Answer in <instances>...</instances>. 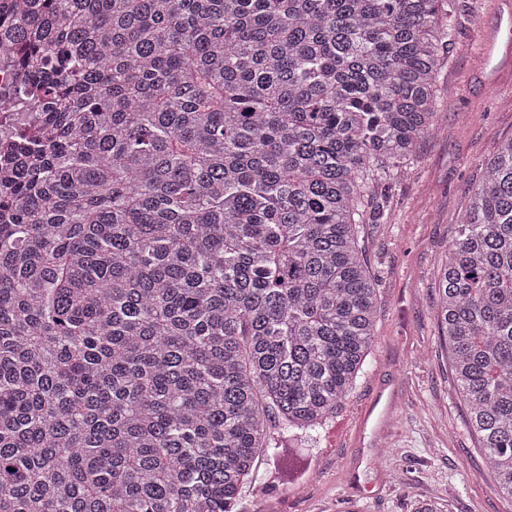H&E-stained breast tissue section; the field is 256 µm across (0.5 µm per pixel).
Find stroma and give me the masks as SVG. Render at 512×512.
<instances>
[{"instance_id": "obj_1", "label": "stroma", "mask_w": 512, "mask_h": 512, "mask_svg": "<svg viewBox=\"0 0 512 512\" xmlns=\"http://www.w3.org/2000/svg\"><path fill=\"white\" fill-rule=\"evenodd\" d=\"M493 0H454L448 59L432 132L390 190L374 184L385 215L365 220L360 245L378 284L374 343L353 389L304 446L309 471L289 482L288 448L259 461L238 512H512L483 477L438 336L437 278L467 189L512 135V94L476 79L480 16Z\"/></svg>"}]
</instances>
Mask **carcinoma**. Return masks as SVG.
<instances>
[{"label": "carcinoma", "mask_w": 512, "mask_h": 512, "mask_svg": "<svg viewBox=\"0 0 512 512\" xmlns=\"http://www.w3.org/2000/svg\"><path fill=\"white\" fill-rule=\"evenodd\" d=\"M449 0H29L8 42L0 512H237L275 437L375 338L360 224L433 127ZM436 318L512 498V136L471 187Z\"/></svg>", "instance_id": "carcinoma-1"}]
</instances>
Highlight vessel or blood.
<instances>
[{
    "instance_id": "vessel-or-blood-1",
    "label": "vessel or blood",
    "mask_w": 512,
    "mask_h": 512,
    "mask_svg": "<svg viewBox=\"0 0 512 512\" xmlns=\"http://www.w3.org/2000/svg\"><path fill=\"white\" fill-rule=\"evenodd\" d=\"M497 19L482 26L475 57L484 85L500 86L502 74L512 68V0H495Z\"/></svg>"
}]
</instances>
